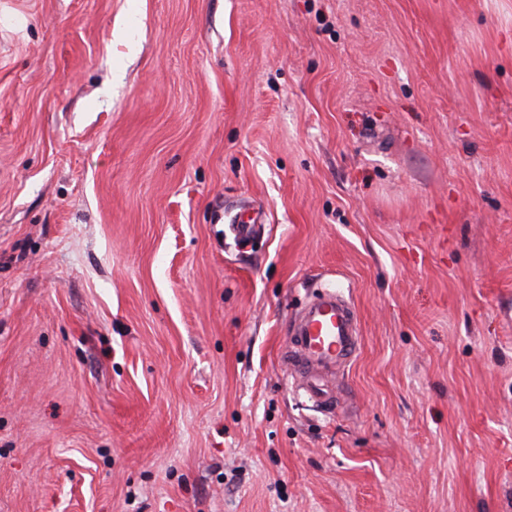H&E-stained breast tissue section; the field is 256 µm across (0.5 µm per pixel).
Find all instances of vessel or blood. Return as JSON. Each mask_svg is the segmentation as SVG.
<instances>
[{"label":"vessel or blood","instance_id":"1","mask_svg":"<svg viewBox=\"0 0 512 512\" xmlns=\"http://www.w3.org/2000/svg\"><path fill=\"white\" fill-rule=\"evenodd\" d=\"M258 209L245 205L234 215L231 232L238 237L253 233L260 223ZM360 348V318L351 300L325 292L313 302L293 328L284 353L296 373L350 363Z\"/></svg>","mask_w":512,"mask_h":512}]
</instances>
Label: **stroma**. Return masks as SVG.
<instances>
[{
	"mask_svg": "<svg viewBox=\"0 0 512 512\" xmlns=\"http://www.w3.org/2000/svg\"><path fill=\"white\" fill-rule=\"evenodd\" d=\"M0 512H512V0H0ZM261 218L262 215L258 209L244 205L233 216V224H230L229 227L230 231L236 237H248L254 232V225L261 222ZM360 349V318L344 296L327 291L313 302L293 328L285 361L296 373L346 365Z\"/></svg>",
	"mask_w": 512,
	"mask_h": 512,
	"instance_id": "1",
	"label": "stroma"
}]
</instances>
